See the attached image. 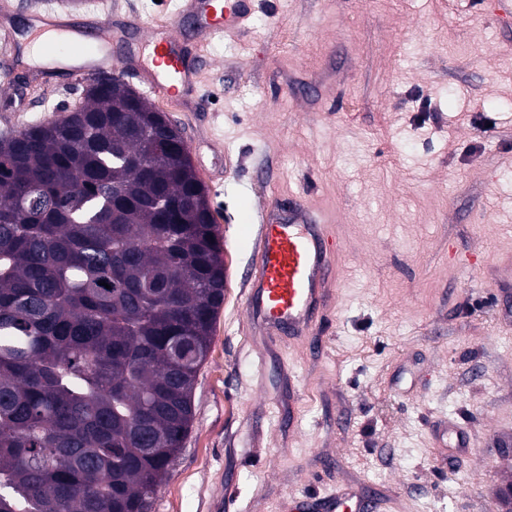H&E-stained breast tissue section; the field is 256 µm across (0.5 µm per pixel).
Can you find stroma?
<instances>
[{"mask_svg": "<svg viewBox=\"0 0 512 512\" xmlns=\"http://www.w3.org/2000/svg\"><path fill=\"white\" fill-rule=\"evenodd\" d=\"M57 0H0L15 40L0 134L64 117L72 66L24 60ZM488 0H253L245 30L205 38L193 92L157 107L185 130L223 244L224 304L194 422L153 512H292L353 487L379 512H500L512 483V16ZM155 0H79L68 33H121L141 96L167 32ZM430 102L422 118L420 100ZM493 127H486L485 117ZM337 216L338 292L300 342L263 348L244 312L262 203ZM468 458L441 468L448 423Z\"/></svg>", "mask_w": 512, "mask_h": 512, "instance_id": "stroma-1", "label": "stroma"}]
</instances>
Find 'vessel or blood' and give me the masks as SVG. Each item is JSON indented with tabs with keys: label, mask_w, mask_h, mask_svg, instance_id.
<instances>
[{
	"label": "vessel or blood",
	"mask_w": 512,
	"mask_h": 512,
	"mask_svg": "<svg viewBox=\"0 0 512 512\" xmlns=\"http://www.w3.org/2000/svg\"><path fill=\"white\" fill-rule=\"evenodd\" d=\"M206 18L208 34L245 26L251 0H190ZM180 36L169 31L154 45L153 72L145 81L166 101L181 97L187 85L182 72ZM335 218L324 210L264 212L246 274L244 307L254 333L273 344L281 336L306 340L323 318L335 282Z\"/></svg>",
	"instance_id": "1"
}]
</instances>
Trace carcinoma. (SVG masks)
Returning <instances> with one entry per match:
<instances>
[{
    "label": "carcinoma",
    "instance_id": "cac0c4a2",
    "mask_svg": "<svg viewBox=\"0 0 512 512\" xmlns=\"http://www.w3.org/2000/svg\"><path fill=\"white\" fill-rule=\"evenodd\" d=\"M166 120L115 80L0 135V512H152L191 431L224 259Z\"/></svg>",
    "mask_w": 512,
    "mask_h": 512
}]
</instances>
